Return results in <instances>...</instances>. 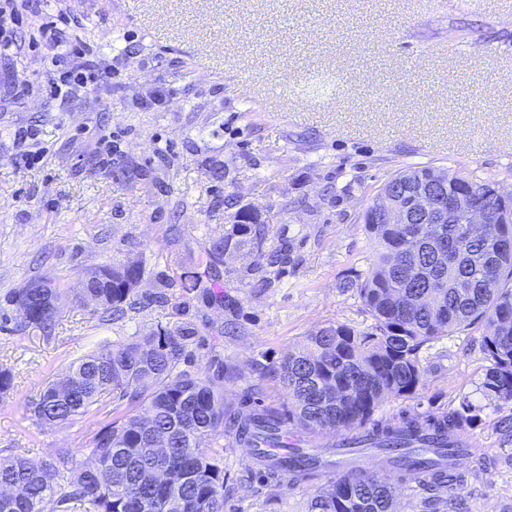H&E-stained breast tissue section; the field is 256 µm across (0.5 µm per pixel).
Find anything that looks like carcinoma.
<instances>
[{
    "mask_svg": "<svg viewBox=\"0 0 512 512\" xmlns=\"http://www.w3.org/2000/svg\"><path fill=\"white\" fill-rule=\"evenodd\" d=\"M433 172L411 167L390 177L386 190L403 179ZM473 187L489 195L493 183L448 177V195ZM375 259L365 276L343 284L362 300L374 323L367 331L338 324L311 334L300 352H290L271 372L280 378L288 413L273 407L233 409L224 395L197 373L178 369L195 331L185 324L158 325L149 336L115 343L89 353L66 377L70 393L49 381L29 401L38 425H65L112 403L109 421L92 432L89 463L73 462L60 448L50 460L34 464L13 455L0 457V512H224V433L252 448H276L283 432L362 438L384 452L406 476L419 479L412 449H436L448 466L424 477L435 491L453 488L462 448L454 435L472 428L468 404L424 420L402 413L373 418L387 394L411 396L423 373L418 352L439 336L486 327L483 348L490 363L483 387L503 401L512 400V249L468 235L466 225L447 224L448 263L437 259L426 240V225L377 224L364 214ZM267 227L262 221L235 222L224 237L212 241L209 265L185 273L189 291L208 282L219 284L217 266L225 252L261 246ZM144 269L137 261L107 262L83 278L98 298L95 312L115 321L127 311L167 302L166 294L140 295ZM35 289L27 314L14 312L17 325L52 331L64 290L50 280ZM272 488L294 475L256 462ZM384 481L372 473L336 478L307 503V512H390Z\"/></svg>",
    "mask_w": 512,
    "mask_h": 512,
    "instance_id": "1",
    "label": "carcinoma"
}]
</instances>
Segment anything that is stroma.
I'll return each instance as SVG.
<instances>
[{
  "label": "stroma",
  "mask_w": 512,
  "mask_h": 512,
  "mask_svg": "<svg viewBox=\"0 0 512 512\" xmlns=\"http://www.w3.org/2000/svg\"><path fill=\"white\" fill-rule=\"evenodd\" d=\"M82 34L106 42L119 78L66 99L18 79L48 62L18 29L0 57V455L38 464L60 448L75 463L106 411L40 426L27 406L81 356L152 333L196 330L184 367L207 377L226 404L283 405L271 366L319 329H367L372 319L349 275L367 273L362 215L380 186L412 166L488 181L512 193V0H65ZM163 105H152L156 94ZM33 128L44 157H23ZM240 194L268 227L263 247L225 256L223 304L183 291L204 270L212 239L231 225L224 197ZM287 241L283 263L268 253ZM135 260L139 291L169 302L119 322L66 302L51 337L16 330L6 295L48 278L75 287L88 269ZM271 276L273 285L261 287ZM483 327L422 347L413 397L387 395L376 416H438L471 404L478 458L454 489L399 488L393 512H512V401L484 395ZM245 450L224 441V512H304L317 482L269 490Z\"/></svg>",
  "instance_id": "35a3bbf8"
}]
</instances>
